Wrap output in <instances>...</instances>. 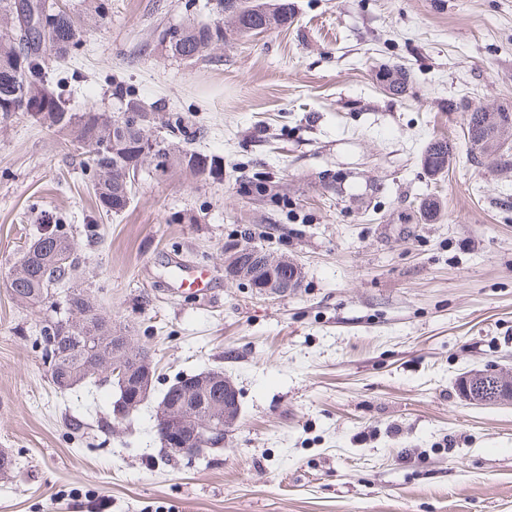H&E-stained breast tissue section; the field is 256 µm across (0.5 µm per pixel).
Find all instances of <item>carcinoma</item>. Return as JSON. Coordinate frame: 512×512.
<instances>
[{"instance_id":"carcinoma-1","label":"carcinoma","mask_w":512,"mask_h":512,"mask_svg":"<svg viewBox=\"0 0 512 512\" xmlns=\"http://www.w3.org/2000/svg\"><path fill=\"white\" fill-rule=\"evenodd\" d=\"M23 0H0V117L9 119L22 114L34 119L43 128L66 140L87 156L92 170V188L105 215L118 214L127 207V187L119 171L112 169V154L93 152L91 144L100 140L112 142L114 115L95 109L84 112L66 110L59 97H41L45 67L51 58H65L80 46L86 37L105 19V9L99 4L88 5L76 14L64 11L57 20L55 38L19 39L21 32L7 27L2 20L18 12ZM218 18L212 22L187 21L180 23L182 39L165 49L172 56L190 59L209 50V46L224 41V30L234 28L241 36L283 27L292 18L288 0H216ZM395 73L398 83L394 96L406 94L410 75L399 67L384 68L378 77ZM485 111L481 106L467 108L465 131L469 139H491L492 131L485 125ZM452 147L444 139L431 141L424 152L422 164L431 175L443 174V160ZM160 163L171 169L194 172L203 167L213 173L215 159L189 153L161 137L156 142ZM39 236L45 238L41 251L30 257L19 269L10 288L12 296L22 303L42 302L53 292L66 288L62 313L56 319L44 321L40 335L55 336L50 363L55 366L57 380L71 389L80 382L97 385L107 380L108 361L112 357V343H107L96 355L85 354L87 336L112 335V320L95 313L84 316L86 310L96 307L86 290L65 287L73 279L79 261L64 225L46 221Z\"/></svg>"}]
</instances>
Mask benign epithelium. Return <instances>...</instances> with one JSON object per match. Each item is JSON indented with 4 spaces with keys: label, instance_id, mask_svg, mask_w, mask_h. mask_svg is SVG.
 <instances>
[{
    "label": "benign epithelium",
    "instance_id": "7a95c632",
    "mask_svg": "<svg viewBox=\"0 0 512 512\" xmlns=\"http://www.w3.org/2000/svg\"><path fill=\"white\" fill-rule=\"evenodd\" d=\"M63 11L59 4L53 10H45L35 16V34L43 37L51 31L56 15ZM30 31L25 35L32 36ZM486 121L498 129L494 142H476L485 155H491L512 147V127L502 121L500 113L488 112ZM153 122L149 112H122L120 121L112 127V135H121L128 126L146 127ZM156 143L152 137H144L137 159L123 170L127 186H134L142 167L157 163ZM226 276L234 281H244L261 295L283 298L302 282V268L287 257H275L257 247H245L240 243L224 246ZM126 338L112 337V385L120 390L112 402V416L119 422L131 416L145 404L151 395L154 371L150 354L145 352L129 367L125 354ZM224 389V402L209 399L212 389ZM462 401L476 405L512 406V369L489 366L473 368L461 374L457 384ZM239 391L225 375L215 370L186 377L184 388L177 395L167 396L156 407V419L163 432L161 445L170 459L195 458L208 448L224 443V437L235 430L240 419Z\"/></svg>",
    "mask_w": 512,
    "mask_h": 512
}]
</instances>
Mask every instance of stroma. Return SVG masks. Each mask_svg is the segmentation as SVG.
I'll list each match as a JSON object with an SVG mask.
<instances>
[{
    "label": "stroma",
    "mask_w": 512,
    "mask_h": 512,
    "mask_svg": "<svg viewBox=\"0 0 512 512\" xmlns=\"http://www.w3.org/2000/svg\"><path fill=\"white\" fill-rule=\"evenodd\" d=\"M215 0H106L104 24L46 88L80 112L115 87L181 115L217 175L145 166L129 206L99 210L85 156L27 116L0 120V512H512V406L456 379L512 368V171L470 160L467 107L512 109V0H290L291 23L193 60L160 32ZM397 65L405 95L376 75ZM447 138L448 170L426 144ZM433 199V217L421 201ZM64 224L79 284L152 355L154 389L105 427L111 385L57 390L35 339L49 302L7 276ZM250 241L303 268L284 299L224 275ZM212 294L168 291L179 266ZM223 369L241 418L223 445L169 460L163 391ZM450 150L452 147L449 145L447 140L444 139H434L431 141L424 152L422 164L425 170L431 175L443 174L445 168H448L450 163H448V159L445 160V164L443 166V160L446 155H450Z\"/></svg>",
    "instance_id": "stroma-1"
}]
</instances>
